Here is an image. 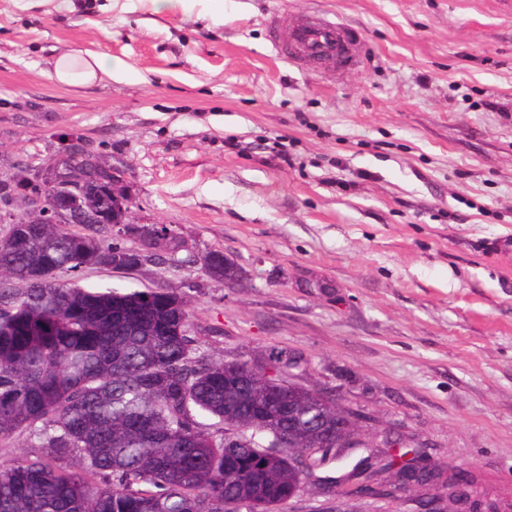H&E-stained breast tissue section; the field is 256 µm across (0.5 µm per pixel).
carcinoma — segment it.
<instances>
[{
  "label": "carcinoma",
  "instance_id": "obj_1",
  "mask_svg": "<svg viewBox=\"0 0 512 512\" xmlns=\"http://www.w3.org/2000/svg\"><path fill=\"white\" fill-rule=\"evenodd\" d=\"M90 166L70 149L45 188V210L61 207L72 168ZM95 221L81 232L55 224H17L0 240V277L26 284L0 291V437L28 433L47 455L0 466V512H275L305 476L294 455L336 449L349 414L330 408L283 376L264 379L249 361L214 363L197 353L185 303L172 290L118 291L61 281L94 266L122 263L104 226L132 204L87 200ZM224 254L202 269L224 279ZM318 423L307 427L302 414ZM239 428L231 448L210 421ZM281 450H275L276 446ZM78 460V469L63 464ZM372 497L424 489L435 466L396 470L374 454L320 479L322 489L358 470Z\"/></svg>",
  "mask_w": 512,
  "mask_h": 512
}]
</instances>
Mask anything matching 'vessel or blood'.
<instances>
[{"label": "vessel or blood", "mask_w": 512, "mask_h": 512, "mask_svg": "<svg viewBox=\"0 0 512 512\" xmlns=\"http://www.w3.org/2000/svg\"><path fill=\"white\" fill-rule=\"evenodd\" d=\"M273 47L290 62L336 63L348 68L361 62L359 42L339 23L325 19L283 25L272 21Z\"/></svg>", "instance_id": "vessel-or-blood-1"}]
</instances>
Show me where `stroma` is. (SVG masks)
I'll list each match as a JSON object with an SVG mask.
<instances>
[{
    "label": "stroma",
    "instance_id": "1",
    "mask_svg": "<svg viewBox=\"0 0 512 512\" xmlns=\"http://www.w3.org/2000/svg\"><path fill=\"white\" fill-rule=\"evenodd\" d=\"M275 15L352 29L360 66L285 62ZM75 50L124 71L60 84ZM74 137L177 236L83 286L174 289L218 363L302 355L296 383L355 417L351 459L418 448L474 477L453 512H512V0H0V171ZM447 504L443 479L343 502L308 482L276 512ZM224 258L223 253H211L203 258L202 269H204V271L213 278L224 280V283H232L238 279L239 271L237 266H235L234 269L233 262L224 267ZM233 269L235 270L234 279H224L232 277L227 273H231Z\"/></svg>",
    "mask_w": 512,
    "mask_h": 512
}]
</instances>
